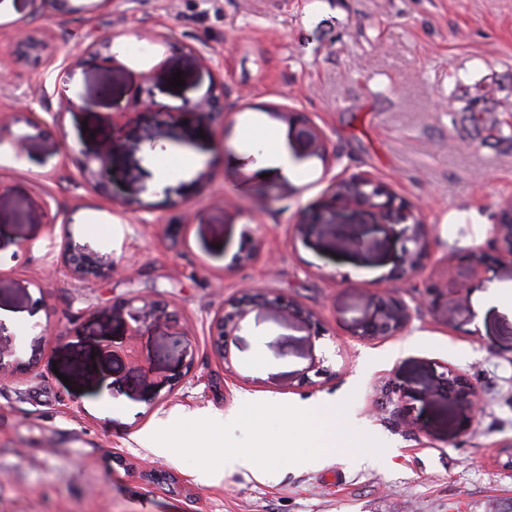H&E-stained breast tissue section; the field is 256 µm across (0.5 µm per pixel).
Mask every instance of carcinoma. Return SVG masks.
<instances>
[{
  "label": "carcinoma",
  "mask_w": 512,
  "mask_h": 512,
  "mask_svg": "<svg viewBox=\"0 0 512 512\" xmlns=\"http://www.w3.org/2000/svg\"><path fill=\"white\" fill-rule=\"evenodd\" d=\"M505 90L504 77L496 74L472 84L457 87L458 99L464 102L461 123L472 140L482 146L512 149V125L500 120Z\"/></svg>",
  "instance_id": "carcinoma-1"
}]
</instances>
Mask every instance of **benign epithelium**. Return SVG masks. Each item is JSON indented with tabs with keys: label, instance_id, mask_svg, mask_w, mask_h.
<instances>
[{
	"label": "benign epithelium",
	"instance_id": "7a95c632",
	"mask_svg": "<svg viewBox=\"0 0 512 512\" xmlns=\"http://www.w3.org/2000/svg\"><path fill=\"white\" fill-rule=\"evenodd\" d=\"M146 106L155 111L163 123L174 126L182 120L197 116L214 118L220 114L219 96L210 94L197 99H185L180 107L172 109L154 99L136 101L133 106ZM284 119L293 124L303 142L310 149L311 154L324 156L325 137L321 129L304 113L282 112ZM112 156V143L106 142L100 151L91 158L93 165H85L86 178L94 181L104 180L109 171ZM354 181L370 187V190L348 198H333L335 212L350 207H367L378 211L382 216L389 217L394 212L405 207L402 198L387 189L367 173H357ZM324 225L338 236L344 234L346 224L333 221L319 211L305 216L304 221L291 225L292 231L297 235H306L314 228ZM403 240L401 253L398 257V270L400 276L409 280L413 278L424 266L429 255L430 239L427 225L420 220L405 225L400 231ZM495 248L492 254H474L471 264L475 273L486 270L490 263H508L512 265V224L499 223L494 228ZM64 261L72 276L84 279L89 276L105 277L112 274V267L97 263L91 255L89 246H68L65 249ZM441 292L440 285L434 281H425L414 286L413 301L418 306L431 305ZM254 304L265 306H278L282 298L278 295H249L246 300H237L228 303L224 308L214 313L210 323V335L213 336V346L219 358L229 363V341L242 328L243 323ZM121 309L133 321L130 327V339L136 341L142 336V328L148 323L161 317H169L171 313L167 308L149 297L137 296L121 304ZM411 320V311L408 305L392 292L382 294L373 304L372 310L359 324V334L367 337H385L400 333ZM438 387L447 392L448 399L455 407L464 413L471 414L477 408L476 393L472 383L464 376L450 369L440 377Z\"/></svg>",
	"mask_w": 512,
	"mask_h": 512
}]
</instances>
